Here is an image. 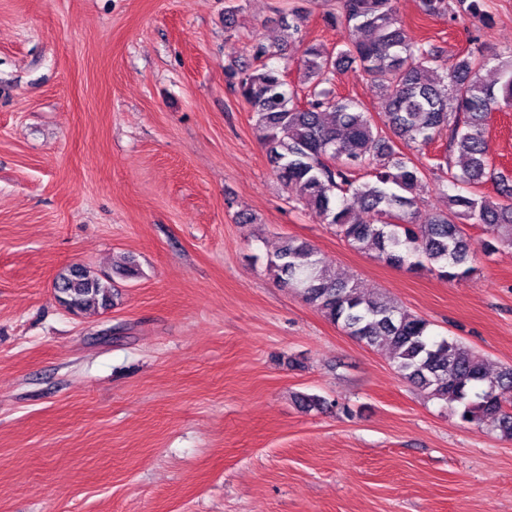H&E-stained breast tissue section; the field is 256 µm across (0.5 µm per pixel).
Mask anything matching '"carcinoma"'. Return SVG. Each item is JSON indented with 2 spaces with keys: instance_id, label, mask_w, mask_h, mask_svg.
Wrapping results in <instances>:
<instances>
[{
  "instance_id": "1",
  "label": "carcinoma",
  "mask_w": 512,
  "mask_h": 512,
  "mask_svg": "<svg viewBox=\"0 0 512 512\" xmlns=\"http://www.w3.org/2000/svg\"><path fill=\"white\" fill-rule=\"evenodd\" d=\"M419 7L423 15L449 22H491L484 0H420ZM335 21L348 39L335 53L305 47L300 64L311 89L302 99L288 87L284 71L266 62L273 52L261 42L251 47L252 61L227 70L257 116L278 179L352 248L409 271L436 267L449 279L469 275L474 251L462 221L487 228L485 253L512 246V185L485 152L489 115L512 110V58L500 60L474 37L448 65L431 41L406 39L392 0H337ZM301 23L297 10L280 21L292 42L302 40ZM491 64L498 79L489 84L481 72ZM351 66L377 82L382 123L358 101L327 88ZM443 136L445 151L434 167L448 169L449 184H435L446 208L417 224L428 183L424 168L400 147L418 152ZM356 169L367 170L371 179L359 181ZM488 181L496 185L495 200L479 191ZM356 205L365 214L361 221L353 216ZM268 270L348 336L370 348L389 347L399 376L463 422L490 425L512 438V367L488 375L470 347L436 338L428 320L329 274L304 241L286 239ZM56 283L60 303L78 312L110 307L118 296L111 278L86 267L59 274Z\"/></svg>"
}]
</instances>
